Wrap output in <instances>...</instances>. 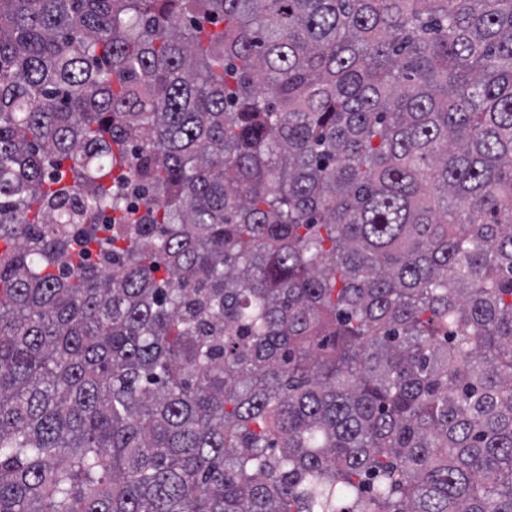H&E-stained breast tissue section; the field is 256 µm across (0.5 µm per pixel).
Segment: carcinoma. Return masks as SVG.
<instances>
[{
    "label": "carcinoma",
    "mask_w": 512,
    "mask_h": 512,
    "mask_svg": "<svg viewBox=\"0 0 512 512\" xmlns=\"http://www.w3.org/2000/svg\"><path fill=\"white\" fill-rule=\"evenodd\" d=\"M0 512H512V0H0Z\"/></svg>",
    "instance_id": "obj_1"
}]
</instances>
